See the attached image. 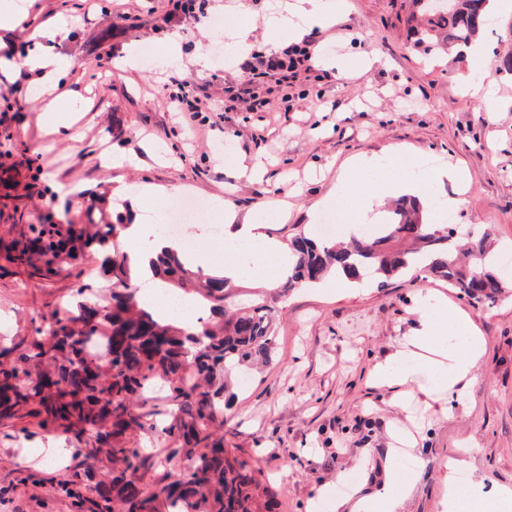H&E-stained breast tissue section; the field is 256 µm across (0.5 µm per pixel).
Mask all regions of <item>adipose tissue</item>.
<instances>
[{"label":"adipose tissue","mask_w":512,"mask_h":512,"mask_svg":"<svg viewBox=\"0 0 512 512\" xmlns=\"http://www.w3.org/2000/svg\"><path fill=\"white\" fill-rule=\"evenodd\" d=\"M305 5L291 17H271L267 25V41L275 43L282 28L305 32L314 27H325L336 12L335 0H304ZM379 161L372 156H360L347 163L336 180V193L312 206L308 217L317 221L323 210L336 206L345 199L346 186L353 174L370 175L377 172ZM224 221V263L204 256L192 257L193 266L203 271L221 268L225 277L238 281L252 278L266 288L278 287L287 276L293 261L289 242L269 237L258 221H239L231 204L219 205ZM125 240L139 241L140 246L130 254L137 280L152 278L150 260L162 248L179 249V242L154 233L152 227L132 222ZM440 347L436 366L417 363L419 351L429 344ZM484 351V343L469 316L453 311H436L425 306L419 311V327L414 335L403 337L396 345L389 361L377 372L380 384L393 386L415 379L419 390L432 401L450 397L463 401V383L473 373ZM475 438H468L448 460V495L444 512H512V491L502 489L491 499H483L482 489L472 486L468 493H460L458 476L468 468L466 460Z\"/></svg>","instance_id":"adipose-tissue-1"}]
</instances>
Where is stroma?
Instances as JSON below:
<instances>
[{"instance_id":"obj_1","label":"stroma","mask_w":512,"mask_h":512,"mask_svg":"<svg viewBox=\"0 0 512 512\" xmlns=\"http://www.w3.org/2000/svg\"><path fill=\"white\" fill-rule=\"evenodd\" d=\"M293 2L206 0L198 18L177 21L165 0H0L18 11L8 34L15 66L0 73V371L47 342V318L76 304L79 285L100 304L104 280L95 249L42 277L16 261L12 242L30 236L31 225L79 219L103 192L145 214L189 198L207 218L215 200L226 199L239 218L265 222L271 237L316 239L307 213L335 191L340 164L404 144L412 156L383 166L376 183L410 179L419 163L464 165L471 180L457 223L490 233L495 253L512 255V12H496L479 60L456 46L430 54L414 47L412 0H344L333 25L313 28L312 68L288 92L262 86L265 111L229 109L225 87L240 86L273 53L264 40L267 13ZM216 16L224 29L212 27ZM61 22L70 32L56 50L72 67L50 102L32 100L27 62L43 51L33 33ZM239 24L250 27L252 48L229 62L214 48H232ZM133 54L140 67H124L122 58ZM368 54L378 58L369 69ZM327 57L342 59L345 71L325 66ZM464 72L492 89L495 112L464 92ZM175 81L195 88L206 123L187 127L170 106L165 87ZM49 104L76 115L79 140L47 134ZM108 155L123 156L125 165L104 164ZM241 156L259 165L260 177L238 174L233 161ZM146 185L176 193L147 198L140 194ZM423 286L405 276L382 286L330 277L273 300L270 365L235 387L231 407L207 428L229 458L254 468L256 500L275 512H332L337 498L368 495L385 482V457L403 429L416 438L405 454L418 470L400 512H442L446 464L471 436L468 480L486 492L512 488V288L475 307L446 281L427 285L468 314L485 340L465 403L452 413L421 394L395 408L392 389L373 379L397 340L417 329ZM52 439L60 440L59 453L40 455ZM123 439L150 465L122 473L105 443L18 412L0 424V512H101L99 493L114 476L149 491L188 480L195 468L177 439L136 428ZM64 477L92 486L87 501L62 491Z\"/></svg>"}]
</instances>
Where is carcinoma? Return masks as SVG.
Instances as JSON below:
<instances>
[{
	"label": "carcinoma",
	"instance_id": "1",
	"mask_svg": "<svg viewBox=\"0 0 512 512\" xmlns=\"http://www.w3.org/2000/svg\"><path fill=\"white\" fill-rule=\"evenodd\" d=\"M415 2L424 15L423 23L415 27L417 43L430 51L470 46L486 27L491 11L490 0H452L443 10L433 9L432 0ZM108 206L107 196L101 195L86 210L85 223L33 228L43 243L39 259L48 272L63 262L58 254L63 241L95 247L103 255V273L112 281V305L100 307L102 316L94 324L88 323L87 305L81 302L75 314L50 317L46 331L55 346L68 350V357L53 372L56 393L41 398L40 409L28 415L40 419L42 426L48 422L75 426L77 435L97 439L111 424L110 455L136 471L147 459L140 449L121 442V436L132 425L151 430L153 423L133 415L130 401L160 382L168 398L179 402L189 416L178 429H166L165 435L175 434L193 448L202 444L204 451L186 481L149 492L130 482L115 484L112 501L119 512H157L160 503L168 512H252V469L244 460H228L223 443L209 441L203 431L215 419L217 408L230 404L232 397L226 393L241 373L269 362L273 307L261 295L239 298L237 285L228 279L194 272L181 252L164 249L151 260L154 275L171 291L193 289L199 305L218 321L205 322L196 332L161 320L142 306L130 257L112 242L128 225L122 213L113 216ZM461 233L457 224L442 235L431 232L420 200L406 197L388 208L372 236L320 244L304 235L296 237L292 273L282 291L317 283L331 272L354 282L370 275L383 285L424 260L430 273L447 280L471 303L493 301L508 287L497 255L486 235L457 245L455 235ZM90 354L97 369L94 383L83 379ZM0 374L6 380L0 390V416L9 419L15 406L41 393L42 383L25 367Z\"/></svg>",
	"mask_w": 512,
	"mask_h": 512
}]
</instances>
